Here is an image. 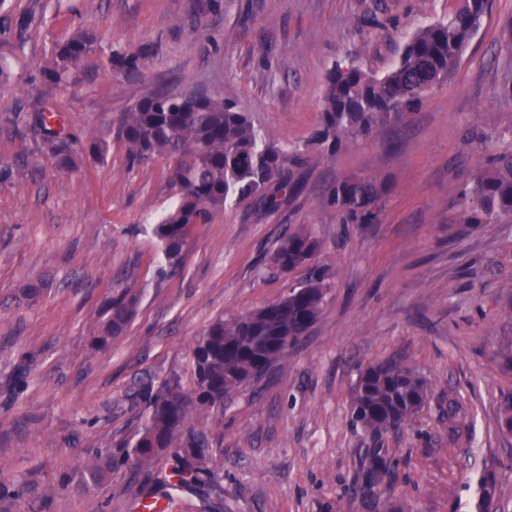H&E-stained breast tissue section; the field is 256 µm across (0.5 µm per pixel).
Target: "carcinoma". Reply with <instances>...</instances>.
Here are the masks:
<instances>
[{
  "label": "carcinoma",
  "instance_id": "carcinoma-1",
  "mask_svg": "<svg viewBox=\"0 0 512 512\" xmlns=\"http://www.w3.org/2000/svg\"><path fill=\"white\" fill-rule=\"evenodd\" d=\"M491 10V0H456L448 16L420 27L402 49L397 65L382 76L354 62H338L330 71L322 99L321 118L302 150L287 152L245 112L218 97L176 96L147 91L121 115L118 135L129 160L146 163L163 158L179 200L151 225V235L169 266L180 261L191 231L224 211L228 199L256 201L269 209L297 192L296 172L329 161L350 140L372 136L383 125L415 112L437 87L452 78L463 54ZM97 44L81 32L59 44L44 78L52 84L67 80ZM144 52L108 56L126 74L140 70ZM53 113L38 112L33 126L48 150L67 166L75 165L72 139L59 141ZM458 211L465 224L512 223V150L493 155L458 189ZM329 205L342 224H377L386 205L385 189L373 177L342 178L330 191ZM319 250L307 231L290 235L271 254V268L289 273L309 267L306 278L280 300L246 314L219 317L203 331L192 351L194 389L186 391L182 376L171 372L138 393L143 422L118 455L97 454L75 477L85 489L101 486L116 464L138 473L175 449L165 481L193 491L219 490L212 467L209 436L199 421L239 388L260 379L288 359L283 337L299 343L316 323L327 289V274L310 265ZM138 299L126 292L112 297L105 319L91 344L106 348L133 319ZM431 394V386L400 357L369 363L358 370L348 416L350 424L373 440L412 429ZM366 466L358 482L361 500L379 512H415L411 505L391 502L395 468L384 448L365 449ZM476 512H490L495 475L479 483Z\"/></svg>",
  "mask_w": 512,
  "mask_h": 512
}]
</instances>
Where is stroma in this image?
<instances>
[{"label":"stroma","instance_id":"obj_1","mask_svg":"<svg viewBox=\"0 0 512 512\" xmlns=\"http://www.w3.org/2000/svg\"><path fill=\"white\" fill-rule=\"evenodd\" d=\"M453 0H0V473L16 492L0 512H134L147 487L169 512H203L199 494L127 466L101 487L61 486L141 426L137 393L178 372L218 316L278 300L302 271L268 272L270 254L307 230L330 289L318 321L268 375L206 419L223 487L219 512H372L355 499L373 439L347 417L357 370L404 357L431 385L414 429L387 437L396 497L416 512H472L478 480L497 474L492 512H512V433L500 426L512 369V224H463L457 188L512 139V0L492 12L455 76L404 122L348 142L299 176L278 209L228 203L188 239L176 268L150 226L176 200L165 160L130 163L118 119L152 87L202 90L251 113L279 145L304 146L321 117L325 76L354 59L382 75L405 39ZM84 29L101 48L69 82H45L53 47ZM146 49L137 76L103 66L107 51ZM52 109L60 129L97 140L101 158L63 167L30 123ZM481 130L485 142L472 141ZM386 189L377 224H341L328 204L338 178ZM48 291L35 303L21 288ZM139 297L122 336L103 350L91 331L113 295Z\"/></svg>","mask_w":512,"mask_h":512}]
</instances>
